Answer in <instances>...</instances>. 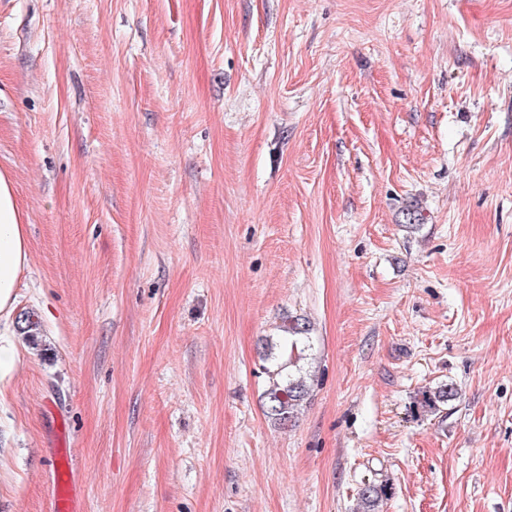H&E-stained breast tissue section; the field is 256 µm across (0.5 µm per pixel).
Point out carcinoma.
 <instances>
[{
  "label": "carcinoma",
  "mask_w": 512,
  "mask_h": 512,
  "mask_svg": "<svg viewBox=\"0 0 512 512\" xmlns=\"http://www.w3.org/2000/svg\"><path fill=\"white\" fill-rule=\"evenodd\" d=\"M308 325L301 318L289 319L280 327L281 336L267 340L263 347L262 360L268 386L264 392L266 413L282 425L295 420L303 402L312 391L314 375L298 364L302 354L311 349ZM456 396L451 384H443L422 394L421 405L436 410ZM389 494L388 486L368 483L359 488V512H379L384 498Z\"/></svg>",
  "instance_id": "carcinoma-1"
}]
</instances>
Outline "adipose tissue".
<instances>
[{
  "label": "adipose tissue",
  "mask_w": 512,
  "mask_h": 512,
  "mask_svg": "<svg viewBox=\"0 0 512 512\" xmlns=\"http://www.w3.org/2000/svg\"><path fill=\"white\" fill-rule=\"evenodd\" d=\"M30 260L24 216L13 181L0 171V321H9L16 304L19 278Z\"/></svg>",
  "instance_id": "1"
}]
</instances>
